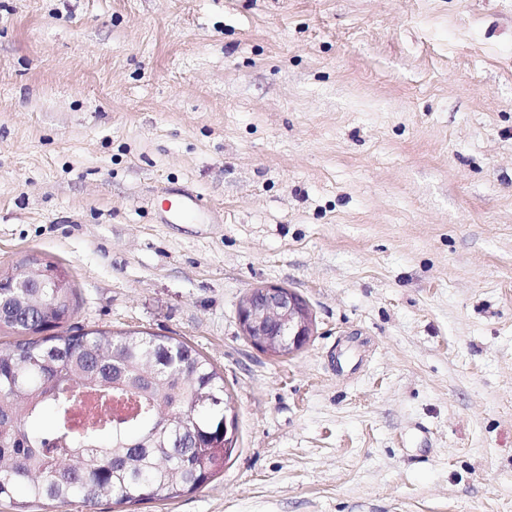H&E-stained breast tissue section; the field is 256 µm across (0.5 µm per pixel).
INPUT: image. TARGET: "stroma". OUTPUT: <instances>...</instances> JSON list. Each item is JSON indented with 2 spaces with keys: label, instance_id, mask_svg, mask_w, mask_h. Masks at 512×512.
<instances>
[{
  "label": "stroma",
  "instance_id": "stroma-1",
  "mask_svg": "<svg viewBox=\"0 0 512 512\" xmlns=\"http://www.w3.org/2000/svg\"><path fill=\"white\" fill-rule=\"evenodd\" d=\"M32 257L232 395L223 473L129 512H512V0H0V271ZM260 285L299 352L243 336ZM172 213L181 221L186 219L198 221L201 218L209 221L211 210L202 203L198 196L180 194L179 203ZM312 324L307 303L281 286L253 288L240 309L243 336L257 350L272 356L300 351L312 333Z\"/></svg>",
  "mask_w": 512,
  "mask_h": 512
}]
</instances>
